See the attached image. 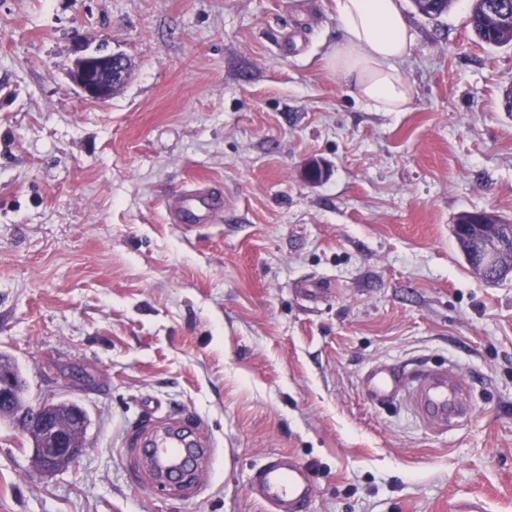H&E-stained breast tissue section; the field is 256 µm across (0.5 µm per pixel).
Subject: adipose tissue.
I'll return each instance as SVG.
<instances>
[{
    "label": "adipose tissue",
    "mask_w": 512,
    "mask_h": 512,
    "mask_svg": "<svg viewBox=\"0 0 512 512\" xmlns=\"http://www.w3.org/2000/svg\"><path fill=\"white\" fill-rule=\"evenodd\" d=\"M342 39L329 68L368 107L407 111L412 86L400 65L412 53L414 35L397 0H336Z\"/></svg>",
    "instance_id": "obj_1"
}]
</instances>
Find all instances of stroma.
<instances>
[{
  "label": "stroma",
  "instance_id": "stroma-1",
  "mask_svg": "<svg viewBox=\"0 0 512 512\" xmlns=\"http://www.w3.org/2000/svg\"><path fill=\"white\" fill-rule=\"evenodd\" d=\"M399 4L413 98L378 112L327 67L335 0H0V353L30 402L91 419L49 476L0 424V512H267L249 487L281 453L307 512H512V279L452 234L464 210L512 222V45L477 42L473 0ZM99 46L131 70L92 103L65 66ZM209 184L221 220L173 223ZM417 361L476 377L467 425L364 398L368 367ZM148 401L223 442L201 493L130 484L116 443Z\"/></svg>",
  "mask_w": 512,
  "mask_h": 512
}]
</instances>
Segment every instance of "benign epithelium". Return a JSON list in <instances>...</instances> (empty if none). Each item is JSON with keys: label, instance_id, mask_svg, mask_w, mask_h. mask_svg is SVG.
<instances>
[{"label": "benign epithelium", "instance_id": "1", "mask_svg": "<svg viewBox=\"0 0 512 512\" xmlns=\"http://www.w3.org/2000/svg\"><path fill=\"white\" fill-rule=\"evenodd\" d=\"M130 70L128 59L104 49L84 53L67 67V73L78 86L85 100L105 103L125 83ZM505 245L497 237L486 238L477 256L480 268L490 272L493 280L501 281L512 276V266H503ZM19 383L14 376L0 370V408L15 402ZM17 427H37L42 430L44 446L32 449L33 468L40 474H53L71 465L83 452L67 444V437L59 432L49 414L39 409L34 415L20 411L15 416Z\"/></svg>", "mask_w": 512, "mask_h": 512}]
</instances>
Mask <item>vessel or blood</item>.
<instances>
[{
    "mask_svg": "<svg viewBox=\"0 0 512 512\" xmlns=\"http://www.w3.org/2000/svg\"><path fill=\"white\" fill-rule=\"evenodd\" d=\"M223 209L219 196L194 189L177 195L173 217L176 223L192 226L207 217L217 218ZM362 387L371 404H406L416 421L436 434L447 433L474 415L466 373L448 365L425 363L411 372L375 366L364 373ZM119 446L138 461L142 478L154 485L184 483L193 489L200 488L221 448L200 415L180 416L159 405L149 407L124 430ZM314 491L309 468L287 454L270 457L251 484L252 495L270 512H304Z\"/></svg>",
    "mask_w": 512,
    "mask_h": 512,
    "instance_id": "vessel-or-blood-1",
    "label": "vessel or blood"
}]
</instances>
